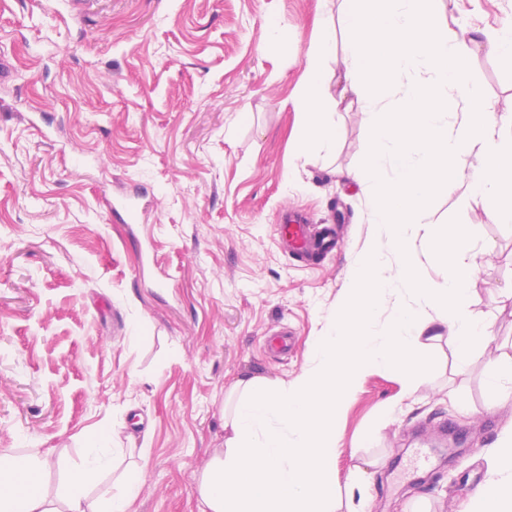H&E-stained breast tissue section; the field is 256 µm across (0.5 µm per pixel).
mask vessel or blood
<instances>
[{
    "label": "vessel or blood",
    "mask_w": 512,
    "mask_h": 512,
    "mask_svg": "<svg viewBox=\"0 0 512 512\" xmlns=\"http://www.w3.org/2000/svg\"><path fill=\"white\" fill-rule=\"evenodd\" d=\"M274 232L279 242L300 261L314 265L333 257L338 247L335 226L310 224L295 210H288Z\"/></svg>",
    "instance_id": "1"
}]
</instances>
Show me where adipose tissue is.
<instances>
[{
  "mask_svg": "<svg viewBox=\"0 0 512 512\" xmlns=\"http://www.w3.org/2000/svg\"><path fill=\"white\" fill-rule=\"evenodd\" d=\"M445 0H341V23L323 18L310 43L304 75L292 98L305 118L295 146L330 143L326 121L344 101L369 122L365 159L349 177L360 189L369 223L384 227L391 254L369 245L353 266L335 321L316 340L312 364L293 382L268 391L258 379L233 387L224 452L203 471L200 512H336L338 423L365 372L390 363L404 386L413 384L409 353L431 321L450 325L459 363L471 345L490 341L489 323L465 309L466 284L479 267L467 252L462 224L430 221L436 188L457 192V205L482 198L494 222L512 223V114H498L465 66L479 38L497 56L512 60V24L449 33L439 22ZM340 57L344 84L328 93V62ZM478 164H468L472 151ZM454 242L448 277L420 278L414 241ZM416 295L424 310L393 305L401 293ZM393 305L385 332L375 327L379 307ZM109 458L89 449L70 480L65 510L42 481L36 457L0 449V512H129L141 476L127 473L121 491L90 500ZM498 480L476 492L463 512H512V433L499 450Z\"/></svg>",
  "mask_w": 512,
  "mask_h": 512,
  "instance_id": "adipose-tissue-1",
  "label": "adipose tissue"
}]
</instances>
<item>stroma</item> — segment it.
I'll return each mask as SVG.
<instances>
[{
  "instance_id": "obj_1",
  "label": "stroma",
  "mask_w": 512,
  "mask_h": 512,
  "mask_svg": "<svg viewBox=\"0 0 512 512\" xmlns=\"http://www.w3.org/2000/svg\"><path fill=\"white\" fill-rule=\"evenodd\" d=\"M338 13L337 0H0V448L38 455L50 493L103 448L113 465L93 495L138 470L130 512H199L231 385L294 381L363 249L388 247L348 178L361 112L333 113L335 144L290 151L286 100L316 22ZM440 21L496 27L512 0H464ZM467 66L512 111V62L483 41ZM290 206L341 224L323 266L277 241ZM431 212L470 230L469 311L493 339L462 367L441 328L409 390L392 365L365 373L339 429L338 512H461L512 430V403L488 387L512 357V223L440 189ZM284 325L288 355L266 353ZM420 447L431 461L414 470Z\"/></svg>"
}]
</instances>
